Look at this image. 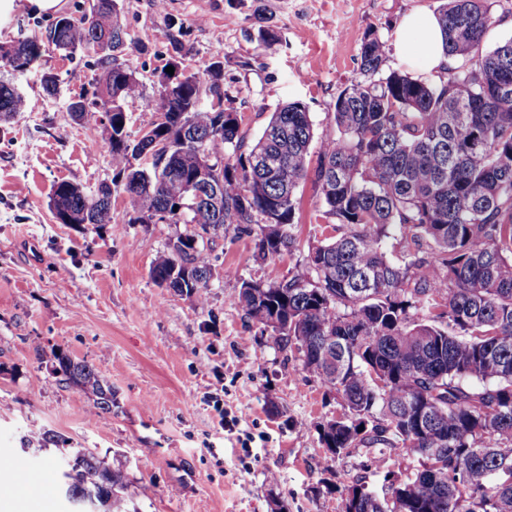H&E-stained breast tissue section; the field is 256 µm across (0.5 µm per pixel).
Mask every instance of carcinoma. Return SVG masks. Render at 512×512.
I'll return each mask as SVG.
<instances>
[{
    "instance_id": "carcinoma-1",
    "label": "carcinoma",
    "mask_w": 512,
    "mask_h": 512,
    "mask_svg": "<svg viewBox=\"0 0 512 512\" xmlns=\"http://www.w3.org/2000/svg\"><path fill=\"white\" fill-rule=\"evenodd\" d=\"M448 55L462 60L434 80L392 70L375 33L360 47V76L334 104L336 131L308 167L313 124L305 104L272 113L248 150L235 112H216L203 84L222 70L216 62L187 70L178 93H156L152 111L165 121L141 137L112 118L108 144L115 176L94 195L72 183L56 185L52 210L72 224H110L111 186L122 185L146 223L167 211L170 224L193 229L170 240L153 264L158 284L203 304L215 239L230 226L254 235L263 259L297 247L295 190L308 172L319 186V218L333 234L309 247L304 265L279 281L244 280L238 302L266 328L275 318L288 345H307L301 359L336 396L337 421L320 425L332 456L360 446L383 454L403 448L417 466L389 481L383 496L356 478L344 512H512V40L478 54L494 24L488 0H447L438 11ZM49 43L66 56L100 55L103 73L92 97L79 96L76 120L119 110L143 94L136 68L121 59L124 29L116 0H95L90 15L62 16ZM41 55L36 37L0 44V64L29 70ZM15 88L0 81V119L21 110ZM191 109L198 142L183 141L178 114ZM224 131L215 133L217 122ZM156 138L174 148L162 179L130 168V156ZM223 163L224 213L197 221L183 205L198 151ZM272 160L270 169L252 163ZM269 226L264 237L257 227ZM419 248L390 259L384 240L393 228ZM213 232L208 245L195 239ZM188 267L174 268L176 255ZM54 374L78 387L104 413L112 387L85 361L52 352ZM444 462L427 467L430 457ZM66 490L106 489L107 512H128L124 472L85 448L70 453L61 473Z\"/></svg>"
}]
</instances>
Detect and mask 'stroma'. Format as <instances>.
Instances as JSON below:
<instances>
[{"mask_svg":"<svg viewBox=\"0 0 512 512\" xmlns=\"http://www.w3.org/2000/svg\"><path fill=\"white\" fill-rule=\"evenodd\" d=\"M442 0H117L125 57L144 85L128 101L132 134L155 121L154 81L173 59L218 60L224 106L239 112L248 142L273 112L299 100L314 127L311 156L335 131L338 94L359 75L370 30L383 40L414 11ZM267 26L277 39L260 41ZM32 73L0 68L26 108L0 125V457L14 459L0 478V504L15 507L25 474L57 480L70 450L87 448L122 467L138 512H343L342 490L365 477L382 492L414 464L402 450L364 447L330 456L317 426L339 408L294 353L237 303L243 281L273 282L304 261L321 238L320 193L312 179L296 188L298 248L259 260L251 235L234 230L214 247L217 274L207 303L156 284L150 268L180 224H127L131 199L112 194L115 223H59L54 184L90 195L111 182L112 157L98 118L74 121L68 106L102 75L94 54L66 58L47 46ZM57 75L47 94L40 71ZM38 243L39 261L28 258ZM93 365L112 387L100 413L77 387L53 373L52 349ZM51 431L38 447L29 436Z\"/></svg>","mask_w":512,"mask_h":512,"instance_id":"obj_1","label":"stroma"}]
</instances>
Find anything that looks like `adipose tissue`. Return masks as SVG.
I'll list each match as a JSON object with an SVG mask.
<instances>
[{
	"mask_svg": "<svg viewBox=\"0 0 512 512\" xmlns=\"http://www.w3.org/2000/svg\"><path fill=\"white\" fill-rule=\"evenodd\" d=\"M392 45L399 57L425 74L442 70L450 62L439 19L429 11L407 15L396 28Z\"/></svg>",
	"mask_w": 512,
	"mask_h": 512,
	"instance_id": "obj_1",
	"label": "adipose tissue"
}]
</instances>
